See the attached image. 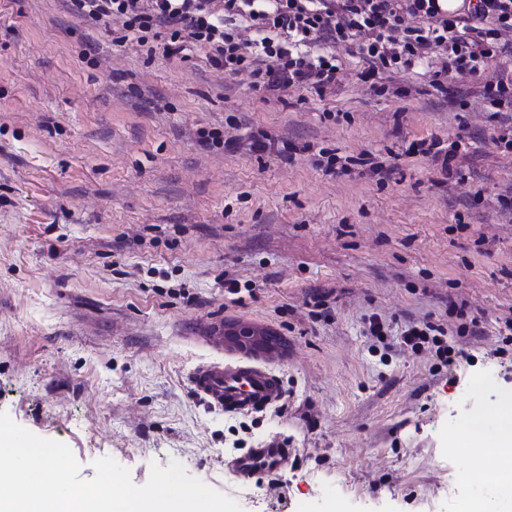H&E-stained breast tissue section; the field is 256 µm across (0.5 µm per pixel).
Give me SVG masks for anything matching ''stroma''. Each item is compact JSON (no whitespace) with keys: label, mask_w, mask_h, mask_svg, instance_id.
Listing matches in <instances>:
<instances>
[{"label":"stroma","mask_w":512,"mask_h":512,"mask_svg":"<svg viewBox=\"0 0 512 512\" xmlns=\"http://www.w3.org/2000/svg\"><path fill=\"white\" fill-rule=\"evenodd\" d=\"M337 53L336 89L269 100L196 47L149 55L64 0H0V412L68 445L82 479L110 457L141 486L176 461L243 512H512L458 440L512 401V153L492 142L512 114L456 111L416 74L379 94ZM456 134L462 179L406 153ZM372 314L395 335L467 324L463 355L384 356ZM222 323L280 336L277 406L193 394L191 369L231 354L207 340ZM272 444L278 471L228 469Z\"/></svg>","instance_id":"1"}]
</instances>
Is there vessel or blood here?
I'll return each instance as SVG.
<instances>
[{"instance_id": "1", "label": "vessel or blood", "mask_w": 512, "mask_h": 512, "mask_svg": "<svg viewBox=\"0 0 512 512\" xmlns=\"http://www.w3.org/2000/svg\"><path fill=\"white\" fill-rule=\"evenodd\" d=\"M196 396L209 408L227 414H249L267 409L284 397L277 375L264 366L240 360H211L197 365L190 376ZM287 449L252 448L230 462L235 476L249 479L285 463Z\"/></svg>"}]
</instances>
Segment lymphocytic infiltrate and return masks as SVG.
I'll return each instance as SVG.
<instances>
[{
    "label": "lymphocytic infiltrate",
    "mask_w": 512,
    "mask_h": 512,
    "mask_svg": "<svg viewBox=\"0 0 512 512\" xmlns=\"http://www.w3.org/2000/svg\"><path fill=\"white\" fill-rule=\"evenodd\" d=\"M84 20L115 23L138 46L159 41L166 55L193 45L207 50L227 76L249 74L255 88L277 98L291 88L322 94L337 83L334 53L350 44L363 61L361 82L377 93L405 95L386 78L430 64L439 88L448 74L471 78L492 114L512 112V0H469L463 12L439 0H67ZM447 328L426 322L402 331L400 343L433 350L450 363L459 351Z\"/></svg>",
    "instance_id": "f902f5d3"
}]
</instances>
